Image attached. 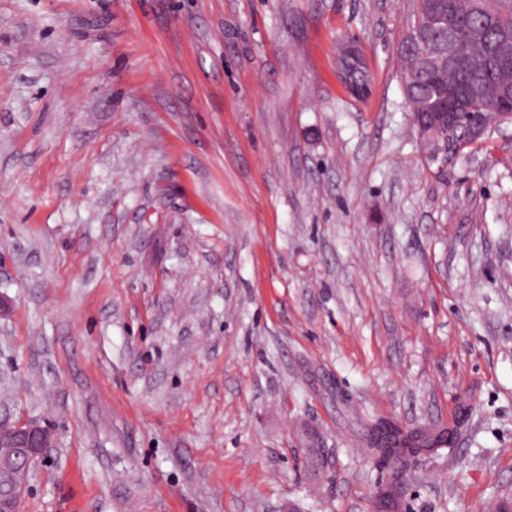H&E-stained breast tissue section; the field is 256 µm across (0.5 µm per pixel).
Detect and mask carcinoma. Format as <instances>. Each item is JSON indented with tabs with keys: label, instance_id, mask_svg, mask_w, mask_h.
<instances>
[{
	"label": "carcinoma",
	"instance_id": "cac0c4a2",
	"mask_svg": "<svg viewBox=\"0 0 512 512\" xmlns=\"http://www.w3.org/2000/svg\"><path fill=\"white\" fill-rule=\"evenodd\" d=\"M416 21L414 27L428 31L453 14L457 26L468 36L456 43L458 65L453 69L438 68L434 61L446 56V52L430 44L418 45L408 40L404 52L402 71L403 87L408 102L415 109L413 117L421 126L423 150L433 152L443 144L445 138L452 139L454 146H466L476 142L468 133L474 123L484 126L494 120L512 121V111L498 112L491 107V99L486 96L487 88L493 79L485 72H474L464 65L472 43L498 45L500 32L512 31V12H504L494 5L495 0H416ZM337 77L341 80L348 95L354 100L362 99L371 82V71L366 58L340 53ZM467 93L475 103L474 113L461 117L453 131L440 129L430 121V113L438 106L459 95ZM448 443V430L422 428L403 431L391 422L378 420L365 427L362 439L364 454L389 465L403 467L411 458L425 452H434Z\"/></svg>",
	"mask_w": 512,
	"mask_h": 512
}]
</instances>
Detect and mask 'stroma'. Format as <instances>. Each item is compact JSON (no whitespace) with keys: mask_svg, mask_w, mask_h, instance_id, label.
<instances>
[{"mask_svg":"<svg viewBox=\"0 0 512 512\" xmlns=\"http://www.w3.org/2000/svg\"><path fill=\"white\" fill-rule=\"evenodd\" d=\"M415 15L0 0V416L56 437L20 512H376L397 480V512L512 497V123L427 159ZM351 405L455 434L399 475ZM345 49L353 56L360 51V46L349 43ZM348 56L343 51L339 54L337 77L341 80L348 95L354 100L362 99L371 82V71L363 55Z\"/></svg>","mask_w":512,"mask_h":512,"instance_id":"obj_1","label":"stroma"}]
</instances>
